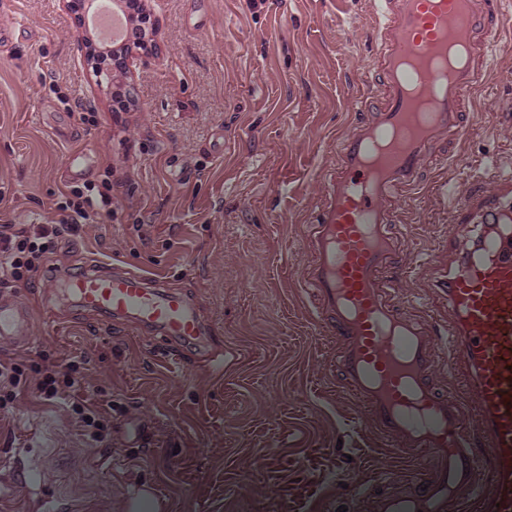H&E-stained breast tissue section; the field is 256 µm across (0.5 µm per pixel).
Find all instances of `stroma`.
Wrapping results in <instances>:
<instances>
[{
	"label": "stroma",
	"mask_w": 512,
	"mask_h": 512,
	"mask_svg": "<svg viewBox=\"0 0 512 512\" xmlns=\"http://www.w3.org/2000/svg\"><path fill=\"white\" fill-rule=\"evenodd\" d=\"M154 57L97 84L62 0H10L0 29V222L50 224L74 190L116 171L112 218L59 242L47 264L100 260L190 293L210 346L240 359L212 375L179 365L124 326L59 302L41 273L14 285L33 315V346L0 348V512H249L242 487L272 491L267 512L306 499L337 512L335 470L373 498L372 464L400 482L411 465L344 439L349 400L311 370L327 340L301 288V232L336 143L356 119L373 57L372 0H148ZM129 87L126 129L114 87ZM467 163L429 167L399 201L408 260L442 245L454 219L444 189L512 171V31L502 32L472 97ZM79 151L84 164L69 168ZM69 366L112 403L107 445L80 407L54 398L49 367ZM125 449L112 466L109 447ZM157 495H137L139 481Z\"/></svg>",
	"instance_id": "1"
}]
</instances>
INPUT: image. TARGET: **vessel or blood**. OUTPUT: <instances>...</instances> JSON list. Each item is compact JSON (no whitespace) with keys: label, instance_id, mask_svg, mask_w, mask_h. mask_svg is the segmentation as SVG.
Returning <instances> with one entry per match:
<instances>
[{"label":"vessel or blood","instance_id":"1","mask_svg":"<svg viewBox=\"0 0 512 512\" xmlns=\"http://www.w3.org/2000/svg\"><path fill=\"white\" fill-rule=\"evenodd\" d=\"M374 27L369 89L304 233L300 281L315 299L314 330L332 344L319 371L358 405L349 435L379 437L418 466L407 487L373 471L383 493L361 512H512V204L499 194L512 176L492 171L452 188L480 231L456 236L454 264L437 249L427 259L439 317L406 307L418 269L403 261L397 219L422 170L466 136L471 98L512 14L501 0H377ZM63 288L85 311L131 325L148 348L207 353V325L159 280L83 264ZM33 340L28 308L0 296V344Z\"/></svg>","mask_w":512,"mask_h":512}]
</instances>
